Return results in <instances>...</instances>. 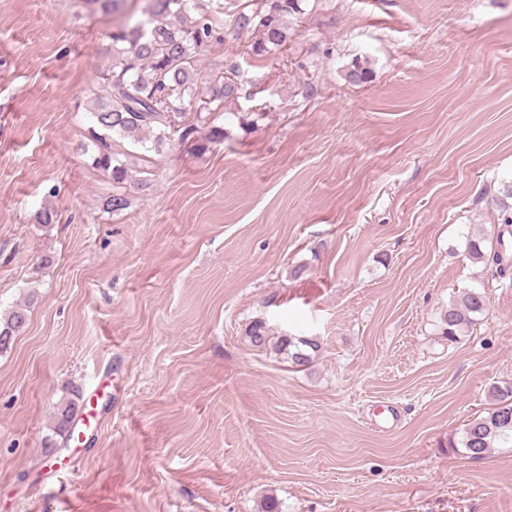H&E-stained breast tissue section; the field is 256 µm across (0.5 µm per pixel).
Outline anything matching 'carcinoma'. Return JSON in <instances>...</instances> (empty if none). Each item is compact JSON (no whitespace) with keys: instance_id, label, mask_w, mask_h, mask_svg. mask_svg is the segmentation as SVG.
Returning <instances> with one entry per match:
<instances>
[{"instance_id":"obj_1","label":"carcinoma","mask_w":512,"mask_h":512,"mask_svg":"<svg viewBox=\"0 0 512 512\" xmlns=\"http://www.w3.org/2000/svg\"><path fill=\"white\" fill-rule=\"evenodd\" d=\"M268 8L251 15L241 12L234 20L239 29L257 33L252 43L256 56H265L288 41L289 17L301 13L302 0H266ZM196 10L197 16L190 15ZM149 18L131 27L112 31V70L92 89L93 126L89 134L96 151L91 165L112 180V195L106 209L117 214L130 205L129 188L149 185L153 161L149 153L160 154L166 145L178 144L204 152L210 145L224 142L225 129L216 124L224 112V101L241 91L240 74L233 66L199 82L198 56L215 42H224V33L213 24L201 0H149ZM129 142L141 151L125 148ZM498 206L502 223L512 224V183L502 188ZM499 247H488L485 234L467 236L465 250L472 263L500 259ZM488 296L479 288H465L453 296L440 314L441 331L449 341L467 332L487 309ZM28 318V306L18 305L0 318V352L10 348ZM250 343L262 347L268 330L262 320L253 321L247 331ZM280 352L288 354L291 367L303 370L320 350L313 338L281 336ZM492 407L466 424L459 440L466 456L482 459L493 448L512 445V385L489 389ZM73 399L57 405L52 432L68 433L76 415Z\"/></svg>"}]
</instances>
